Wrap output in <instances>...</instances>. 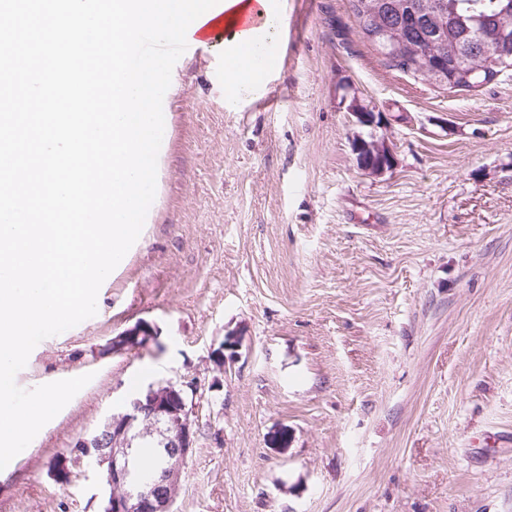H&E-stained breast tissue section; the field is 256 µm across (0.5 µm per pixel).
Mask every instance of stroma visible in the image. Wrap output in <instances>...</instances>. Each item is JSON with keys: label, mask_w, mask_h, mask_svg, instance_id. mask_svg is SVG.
Segmentation results:
<instances>
[{"label": "stroma", "mask_w": 512, "mask_h": 512, "mask_svg": "<svg viewBox=\"0 0 512 512\" xmlns=\"http://www.w3.org/2000/svg\"><path fill=\"white\" fill-rule=\"evenodd\" d=\"M281 15L258 93L225 85L223 41L176 62L141 234L17 384L92 379L0 470V512H101L50 463L158 382L196 392L174 512H512V77L389 68L349 0ZM354 97L408 117L376 130L384 174ZM141 321L155 342L108 351ZM372 133L365 138L371 141ZM357 137L353 143L357 162L362 170L372 175H381L389 171L395 161L393 150L384 139H374L371 142Z\"/></svg>", "instance_id": "35a3bbf8"}]
</instances>
